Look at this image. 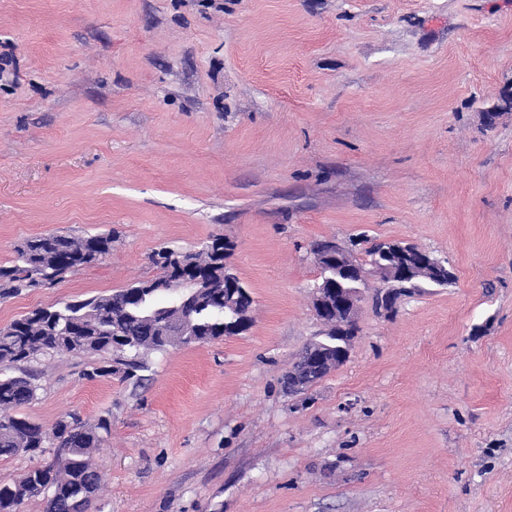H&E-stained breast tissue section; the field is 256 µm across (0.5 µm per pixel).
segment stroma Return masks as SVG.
Returning <instances> with one entry per match:
<instances>
[{"mask_svg":"<svg viewBox=\"0 0 512 512\" xmlns=\"http://www.w3.org/2000/svg\"><path fill=\"white\" fill-rule=\"evenodd\" d=\"M510 91L512 0H0V266L112 237L0 297V327L215 236L254 299L139 381L33 362L23 415L111 421L91 512H512ZM325 239L408 241L454 280L384 310L369 277L349 359L291 393ZM112 237L45 234L28 238L15 249V264L0 267V288L18 294L27 288L51 287L63 274L96 262L111 248Z\"/></svg>","mask_w":512,"mask_h":512,"instance_id":"1","label":"stroma"}]
</instances>
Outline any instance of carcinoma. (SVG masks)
<instances>
[{"instance_id": "obj_1", "label": "carcinoma", "mask_w": 512, "mask_h": 512, "mask_svg": "<svg viewBox=\"0 0 512 512\" xmlns=\"http://www.w3.org/2000/svg\"><path fill=\"white\" fill-rule=\"evenodd\" d=\"M111 244L109 235L28 238L16 247L15 264L0 267V288L13 294L49 288L63 274L94 264ZM226 258L220 237L195 252L164 248L151 256L160 274L136 288L37 308L0 329V457L15 456L21 448L41 452L52 439L59 451L55 464L33 467L10 483L0 482V512H20L25 501L39 497L46 500V512H85L101 488L91 454L111 432L106 417L87 424L73 416L49 433L22 415L20 409L37 395L35 377L22 365L54 353H102L112 356L113 364L89 377L119 373L131 379L146 370L143 355L150 351L223 337L224 324L232 322L224 300V276L230 273ZM196 274L208 275L216 287L199 300L185 294L179 318L167 289L149 287L154 282L177 286Z\"/></svg>"}]
</instances>
